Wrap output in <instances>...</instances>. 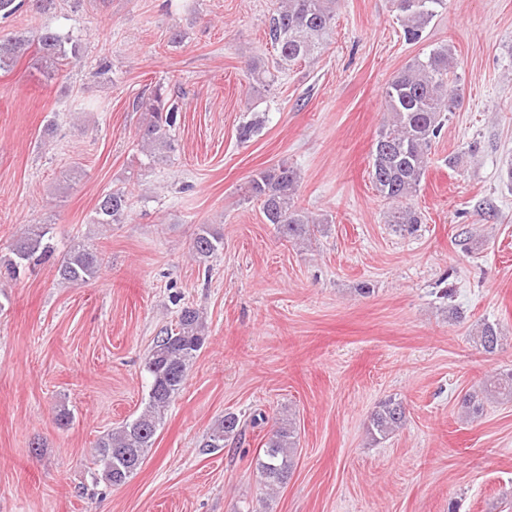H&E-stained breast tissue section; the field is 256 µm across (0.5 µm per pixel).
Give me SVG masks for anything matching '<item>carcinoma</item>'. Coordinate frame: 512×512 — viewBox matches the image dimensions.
<instances>
[{
    "label": "carcinoma",
    "instance_id": "obj_1",
    "mask_svg": "<svg viewBox=\"0 0 512 512\" xmlns=\"http://www.w3.org/2000/svg\"><path fill=\"white\" fill-rule=\"evenodd\" d=\"M56 0H0V16H8L21 7L45 15ZM397 19L406 40H421L437 9L445 0H395ZM336 15V0H282L278 11L268 22L267 35L276 47L273 65L256 62L247 69L256 82L270 83L275 73L288 69L298 61L312 57L327 41ZM69 38L49 26L34 29L0 41V72L11 70L27 51L34 50L40 67L49 70L58 61L77 57L79 47L66 48ZM453 56L450 48L437 46L414 58L390 81L384 91L385 113L369 161V177L378 195L392 203L388 223L401 231L411 232L421 217L410 204L429 163L434 140L441 133L447 114L454 112L456 102L451 87ZM135 109L147 115L138 132V146L152 160L175 150L171 131L178 122L180 108L163 85L158 84L150 96L140 97ZM300 182L297 169L287 162L254 173L249 180L251 196L260 199L267 223L289 240H303L311 235L313 220L295 205ZM131 208L128 194L120 189L101 196L95 208L96 223L123 224ZM49 233L46 224H27L17 238L12 256L3 260L10 274L20 271L38 257H48L50 246L43 243ZM223 248V237L203 224L192 249L200 260H206ZM101 266L97 252L81 245L72 246L64 255L57 275L61 282L81 285L96 278ZM206 339L205 323L196 308L185 306L178 313L176 327L158 338L144 359L143 369L150 378L147 402L143 411L119 428L98 438L93 464L95 482L121 486L141 468L155 443V434L165 410L182 389L188 370ZM477 340L487 353L501 345L499 328L486 323ZM512 402V372L492 377L480 391L462 400L467 414L477 415L484 401ZM406 422L403 402L388 398L379 403L370 416L368 433L376 442L384 440ZM244 425L239 415L228 412L203 439L205 448H222L229 440L242 437ZM297 432L292 419L276 420L266 435L262 454L255 464L260 484L268 489L284 485L296 467Z\"/></svg>",
    "mask_w": 512,
    "mask_h": 512
}]
</instances>
